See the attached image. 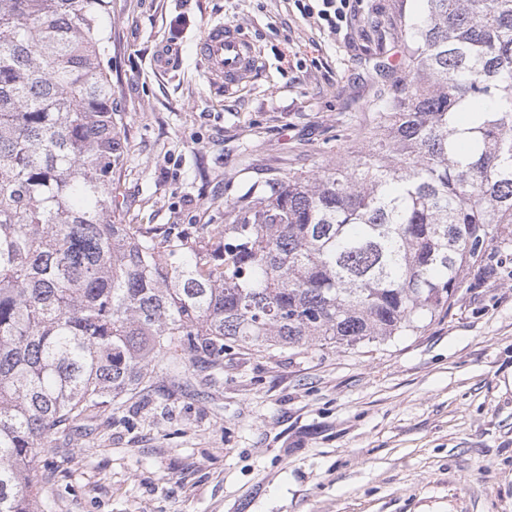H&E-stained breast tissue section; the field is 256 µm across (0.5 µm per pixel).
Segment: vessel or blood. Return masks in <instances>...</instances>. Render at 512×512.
Masks as SVG:
<instances>
[{
	"instance_id": "obj_1",
	"label": "vessel or blood",
	"mask_w": 512,
	"mask_h": 512,
	"mask_svg": "<svg viewBox=\"0 0 512 512\" xmlns=\"http://www.w3.org/2000/svg\"><path fill=\"white\" fill-rule=\"evenodd\" d=\"M208 81L233 91L249 81L258 67V53L239 25L220 22L212 26L197 47Z\"/></svg>"
}]
</instances>
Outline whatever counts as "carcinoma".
I'll list each match as a JSON object with an SVG mask.
<instances>
[{"instance_id":"1","label":"carcinoma","mask_w":512,"mask_h":512,"mask_svg":"<svg viewBox=\"0 0 512 512\" xmlns=\"http://www.w3.org/2000/svg\"><path fill=\"white\" fill-rule=\"evenodd\" d=\"M371 144L224 202L192 236L124 222L110 0H0V512L37 456L204 355L354 348L450 313L512 245V0H425Z\"/></svg>"}]
</instances>
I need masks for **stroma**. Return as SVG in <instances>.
Here are the masks:
<instances>
[{"mask_svg": "<svg viewBox=\"0 0 512 512\" xmlns=\"http://www.w3.org/2000/svg\"><path fill=\"white\" fill-rule=\"evenodd\" d=\"M352 5L336 35L294 0H112L119 210L195 233L255 181L364 147L401 53L391 22L425 3ZM214 22L260 53L232 94L196 55ZM489 265L417 335L243 351L189 387L157 368L147 399L39 455L37 512H512V247Z\"/></svg>", "mask_w": 512, "mask_h": 512, "instance_id": "stroma-1", "label": "stroma"}]
</instances>
